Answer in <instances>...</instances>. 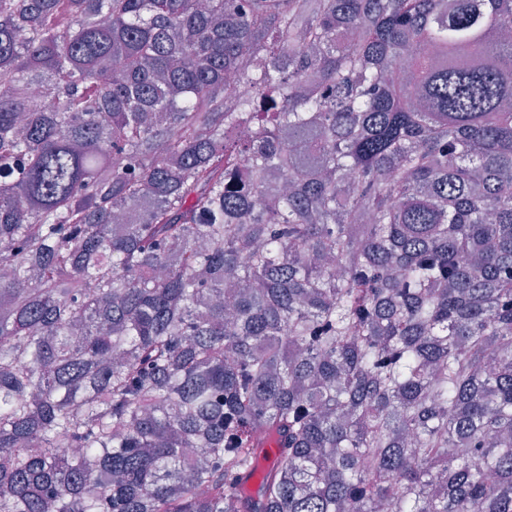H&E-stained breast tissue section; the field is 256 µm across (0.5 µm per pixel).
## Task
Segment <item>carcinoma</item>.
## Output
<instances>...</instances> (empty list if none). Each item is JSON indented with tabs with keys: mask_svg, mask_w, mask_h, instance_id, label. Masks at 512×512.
Masks as SVG:
<instances>
[{
	"mask_svg": "<svg viewBox=\"0 0 512 512\" xmlns=\"http://www.w3.org/2000/svg\"><path fill=\"white\" fill-rule=\"evenodd\" d=\"M384 505L512 512V0H0V512Z\"/></svg>",
	"mask_w": 512,
	"mask_h": 512,
	"instance_id": "1",
	"label": "carcinoma"
}]
</instances>
